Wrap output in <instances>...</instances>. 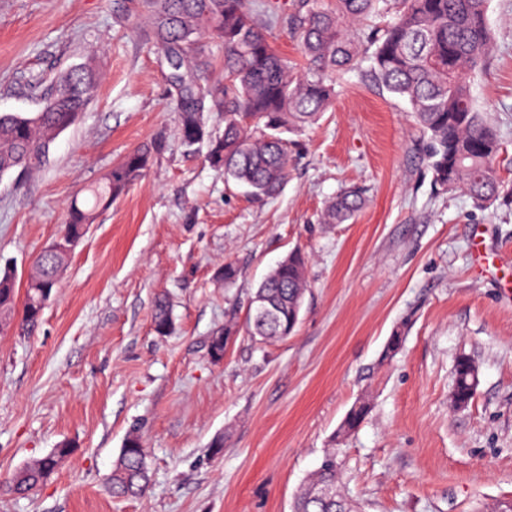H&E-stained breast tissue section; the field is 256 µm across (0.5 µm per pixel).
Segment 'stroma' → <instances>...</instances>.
<instances>
[{
    "label": "stroma",
    "instance_id": "obj_1",
    "mask_svg": "<svg viewBox=\"0 0 512 512\" xmlns=\"http://www.w3.org/2000/svg\"><path fill=\"white\" fill-rule=\"evenodd\" d=\"M142 13L140 0H0V113L40 110L29 75L88 63L99 76L41 167L0 177V264L14 265L17 294L72 199L138 145H158L72 251L32 332L0 330V512H291L333 446L364 512H473L512 498V0H488L493 52L471 80L501 142L500 197L487 206L435 185L408 104L357 71L340 75L315 124L288 133L281 192L245 194L205 147L182 146ZM350 187L365 207L323 223ZM295 249L309 282L296 333L263 345L241 332L213 360L212 336L244 319ZM228 262L239 269L230 284ZM161 295L174 321L165 336L152 322ZM463 353L480 385L454 410ZM362 397L370 414L334 444ZM132 431L150 484L115 498L106 482ZM65 440L74 455L37 492H2Z\"/></svg>",
    "mask_w": 512,
    "mask_h": 512
}]
</instances>
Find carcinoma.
Masks as SVG:
<instances>
[{"label": "carcinoma", "mask_w": 512, "mask_h": 512, "mask_svg": "<svg viewBox=\"0 0 512 512\" xmlns=\"http://www.w3.org/2000/svg\"><path fill=\"white\" fill-rule=\"evenodd\" d=\"M295 0L291 11L261 0H142L150 24L152 48L161 55L164 76L178 112L182 144L192 148L206 143L211 166L224 178L247 189L255 198L279 194L288 179V140L285 132L301 131L314 123L336 97V75L359 68L360 57L370 65L363 75L410 105L412 117L428 135L430 168L436 185L444 190H465L476 202L500 195L493 161L500 149L496 130L476 108L470 84L482 69L492 47L487 24V0ZM265 13L284 25L300 42L306 66L302 71L272 48L267 29L258 21ZM386 17L381 29L362 32L371 17ZM223 53L220 88L205 83L216 57L203 40ZM89 65L61 74L54 92L32 117L0 114V176L40 165L56 137L72 126L97 91ZM207 112L224 113V131L210 130ZM156 145L145 142L129 152L99 181L90 185L83 201L73 200L62 235L77 242L103 211L144 177ZM364 199L358 190L336 196L324 213L327 224L355 218ZM51 261L37 256L27 283L23 330L38 323L41 292L56 288ZM307 257L300 250L288 253L256 288L251 297L245 329L262 344L290 336L300 320L307 291ZM15 273L0 268V322L13 320ZM172 314L164 299L155 302L154 330L170 333ZM236 324L228 321L224 333L211 339L214 359L224 348ZM473 361L460 355L454 364L451 406L460 409L474 399ZM369 412L358 399L338 431L345 439ZM73 452L62 443L13 475L30 494L39 488ZM148 451L141 437L130 433L121 448L109 483L114 496H141L149 483ZM327 484L333 497L319 500L315 487ZM292 512H362L339 482L336 449L330 448L300 487Z\"/></svg>", "instance_id": "cac0c4a2"}]
</instances>
